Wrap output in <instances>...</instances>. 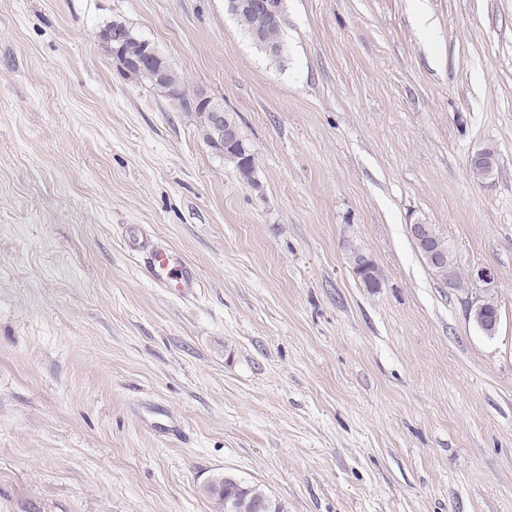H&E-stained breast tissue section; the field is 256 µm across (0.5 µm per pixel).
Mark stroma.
<instances>
[{"label":"stroma","mask_w":512,"mask_h":512,"mask_svg":"<svg viewBox=\"0 0 512 512\" xmlns=\"http://www.w3.org/2000/svg\"><path fill=\"white\" fill-rule=\"evenodd\" d=\"M115 19L235 113L254 183L117 72ZM281 39L224 0H0V512H213L224 472L284 512H512V0H286ZM409 232L433 274L446 283L452 282L457 273L452 263L451 253L436 227L432 224L416 222L410 224ZM148 271L157 283H172L184 292L196 285L194 272L169 249H150ZM355 275L368 287H379V275L375 262L363 253H354L351 257ZM486 295L477 297L469 302V316L474 323L488 336L495 335L499 323V310L494 302L490 291L491 288H485Z\"/></svg>","instance_id":"35a3bbf8"}]
</instances>
